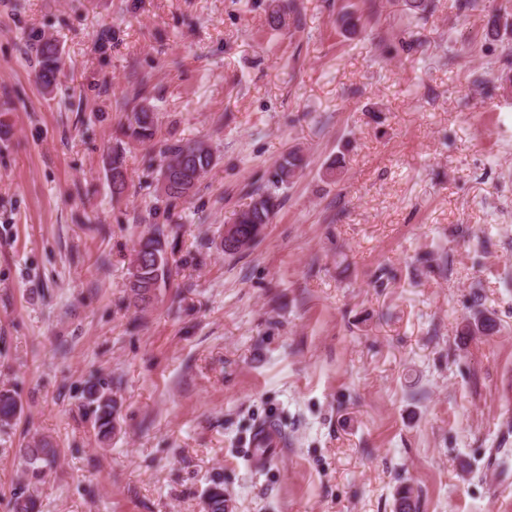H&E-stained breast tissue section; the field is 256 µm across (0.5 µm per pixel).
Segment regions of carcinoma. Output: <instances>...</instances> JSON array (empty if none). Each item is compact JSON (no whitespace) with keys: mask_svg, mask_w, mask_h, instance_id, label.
I'll use <instances>...</instances> for the list:
<instances>
[{"mask_svg":"<svg viewBox=\"0 0 512 512\" xmlns=\"http://www.w3.org/2000/svg\"><path fill=\"white\" fill-rule=\"evenodd\" d=\"M512 31V0H503L491 6L488 19L487 34L499 36L501 31ZM40 64L37 72L38 81L47 89L57 83L62 65L58 45L46 40L39 49ZM155 115L148 106H137L132 110L126 134L136 141L144 143L154 137ZM164 163L179 168L174 184L164 191L166 199L176 201L183 199L195 189L201 176L214 163L211 150L202 142L188 141L172 144L163 151ZM303 168V157L296 151L285 154L278 165L269 173L266 185L257 189L255 196L246 208L236 214L234 225L241 238L239 245H224V253L234 255L245 249L248 242H256L261 235V228L272 223L281 205L277 189L288 184L297 170ZM167 229L163 224H153L138 241V248L130 262V291L134 306L144 309L148 307L156 295V291L166 284L171 275V255L167 250ZM496 329L493 319L474 316L473 321L466 323L460 331L469 336L478 331L485 335L492 334ZM87 406L91 409L94 426L98 435L108 438L115 429V407L112 394L98 383H88L83 390ZM19 410L16 399L7 391L0 392V422L8 424L15 418ZM20 457L28 466L32 475L43 473L42 464L56 457L57 450L51 442L41 439L32 445L18 450ZM207 512H224L223 482L215 480L206 490Z\"/></svg>","mask_w":512,"mask_h":512,"instance_id":"cac0c4a2","label":"carcinoma"}]
</instances>
